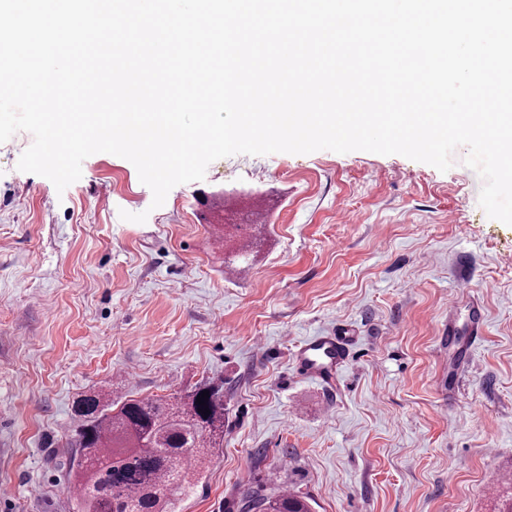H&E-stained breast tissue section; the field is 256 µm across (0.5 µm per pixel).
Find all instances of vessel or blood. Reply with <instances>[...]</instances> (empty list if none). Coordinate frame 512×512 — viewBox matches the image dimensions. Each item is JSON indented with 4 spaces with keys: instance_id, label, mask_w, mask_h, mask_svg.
I'll use <instances>...</instances> for the list:
<instances>
[{
    "instance_id": "1",
    "label": "vessel or blood",
    "mask_w": 512,
    "mask_h": 512,
    "mask_svg": "<svg viewBox=\"0 0 512 512\" xmlns=\"http://www.w3.org/2000/svg\"><path fill=\"white\" fill-rule=\"evenodd\" d=\"M485 335V314L478 304H470L462 324L449 327L445 341L450 351L469 354ZM355 342L348 330L327 331L303 339L292 353L296 372L305 378L335 385L349 360Z\"/></svg>"
}]
</instances>
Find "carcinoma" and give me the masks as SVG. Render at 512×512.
I'll use <instances>...</instances> for the list:
<instances>
[{"label":"carcinoma","mask_w":512,"mask_h":512,"mask_svg":"<svg viewBox=\"0 0 512 512\" xmlns=\"http://www.w3.org/2000/svg\"><path fill=\"white\" fill-rule=\"evenodd\" d=\"M238 251L253 250L248 225L233 224ZM209 391L204 407L197 396ZM67 447L80 512H168L173 498L191 488L207 453L224 444V395L201 384L168 402L132 398L114 403L105 394L76 401ZM247 512H311L306 496L287 492L251 496Z\"/></svg>","instance_id":"carcinoma-1"}]
</instances>
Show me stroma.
I'll list each match as a JSON object with an SVG mask.
<instances>
[{
  "label": "stroma",
  "mask_w": 512,
  "mask_h": 512,
  "mask_svg": "<svg viewBox=\"0 0 512 512\" xmlns=\"http://www.w3.org/2000/svg\"><path fill=\"white\" fill-rule=\"evenodd\" d=\"M0 143V512H77L72 404L224 387V446L172 512H243L296 490L313 512H494L512 471V226L482 180L365 151L236 154L152 208L109 153L57 192ZM267 211L246 274L217 226ZM147 213L145 222L121 211ZM469 291H462V283ZM486 335L468 363L442 342L468 299ZM344 328L336 386L297 375L295 344Z\"/></svg>",
  "instance_id": "35a3bbf8"
}]
</instances>
